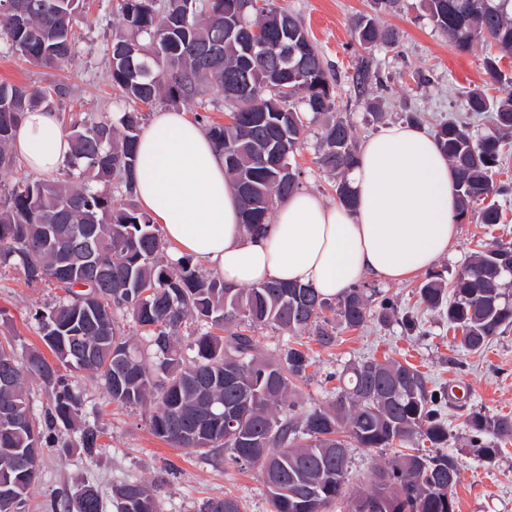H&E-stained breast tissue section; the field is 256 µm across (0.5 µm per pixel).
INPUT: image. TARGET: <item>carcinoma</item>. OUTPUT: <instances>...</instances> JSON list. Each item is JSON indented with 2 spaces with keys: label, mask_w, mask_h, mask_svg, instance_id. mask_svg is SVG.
I'll list each match as a JSON object with an SVG mask.
<instances>
[{
  "label": "carcinoma",
  "mask_w": 512,
  "mask_h": 512,
  "mask_svg": "<svg viewBox=\"0 0 512 512\" xmlns=\"http://www.w3.org/2000/svg\"><path fill=\"white\" fill-rule=\"evenodd\" d=\"M26 16L0 13V40L33 65L62 69L76 54L75 18L85 0H41ZM242 0H118L121 24L110 46L113 95L125 108L115 120L72 116L65 160L67 178L18 177L0 196V264H12L29 284L61 291L55 303L34 313L53 359L34 349L18 357L14 341H0V512H25L47 450L88 456L100 447L101 430L84 413V397L68 371H89L112 401L146 402L152 433L174 448L201 456L222 450L224 462L256 468L266 487L270 512H330L345 496L349 451L392 448L394 458L374 470L372 489L354 498L351 512H456L453 489L459 462L451 453H422L448 444L445 409L464 406L447 388L426 389L415 367L397 360L365 361L343 370L326 407L295 412L296 383L306 378L310 356L288 346L272 360L256 358L255 333L276 328L292 337L308 331L325 347L345 328L398 314L392 296L365 283L333 301L309 285L268 281L232 288L203 274L188 258L168 259L157 225L136 204L116 207L114 191L133 197L137 140L144 114L136 108L158 100L207 108L217 88L230 106L228 124L208 128L238 196L241 224L258 232L271 223L274 201L300 188L295 152L307 134L306 115H323L335 101V82L309 34L273 0L240 12ZM434 26L458 50L483 39L497 54L484 58L485 75L512 84L500 61L512 56V0H422ZM258 28L262 48L244 53L249 31ZM365 50L398 46L396 32L369 15L351 21ZM220 43L223 54L199 65L196 51ZM252 84L249 102L232 101L239 77ZM67 94L64 84L47 87L0 82V169L16 165L11 142L25 112L50 106ZM474 115L494 113L491 132L473 137L454 117L433 136L456 173V208L461 220L498 224L500 206L491 195L512 193L493 175L512 138V94L489 99L476 90L464 95ZM357 156L348 119L329 121L321 137L319 168L334 179L342 204L354 202L348 172ZM512 243L475 253L450 281L435 274L420 285L419 303L462 332L473 352L512 327ZM131 319L151 347L152 358L116 328L117 314ZM194 321L185 355L175 334ZM227 335H222V332ZM41 382L47 402L36 411L25 376ZM470 444L484 460L500 449L487 435L512 438V416L472 411L466 418ZM78 433L60 442V427ZM113 512H160L157 495L141 483L112 491ZM235 496L208 499L199 512H242ZM51 512H102L98 491L83 486L56 492Z\"/></svg>",
  "instance_id": "obj_1"
}]
</instances>
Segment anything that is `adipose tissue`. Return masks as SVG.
I'll return each mask as SVG.
<instances>
[{
  "instance_id": "obj_1",
  "label": "adipose tissue",
  "mask_w": 512,
  "mask_h": 512,
  "mask_svg": "<svg viewBox=\"0 0 512 512\" xmlns=\"http://www.w3.org/2000/svg\"><path fill=\"white\" fill-rule=\"evenodd\" d=\"M11 148L31 172H56L71 150L60 113L25 112ZM348 180L353 206L301 189L250 234L223 156L187 112H155L138 139L135 198L170 258L192 257L236 288L296 281L333 298L365 278L405 281L447 256L458 235L455 175L430 134L385 126Z\"/></svg>"
}]
</instances>
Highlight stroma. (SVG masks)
<instances>
[{
	"instance_id": "obj_1",
	"label": "stroma",
	"mask_w": 512,
	"mask_h": 512,
	"mask_svg": "<svg viewBox=\"0 0 512 512\" xmlns=\"http://www.w3.org/2000/svg\"><path fill=\"white\" fill-rule=\"evenodd\" d=\"M117 4L118 0H87L85 13L76 18L73 27L76 54L65 69L26 63L0 43V81L38 87L62 82L69 93L55 101V111L95 120L117 117L122 106L108 83V46L113 30L120 25ZM275 4L299 20L331 72L337 74L333 113L352 121L356 142H364L387 124L405 121L411 113L424 116L423 128L429 133L452 114L481 135L492 130V115L468 114L462 93L478 88L494 99L512 93V87L487 79L483 43H474L467 52L458 51L433 25L420 0H398L391 9L376 0H275ZM360 13L397 31L398 46L363 52L350 31L351 19ZM365 59L379 82L362 92L352 76ZM324 122L321 116L308 118L307 137L296 154V163L303 171L304 189L332 202L336 199L332 180L316 164ZM503 212V222L493 226L460 223L457 241L447 257L435 264V271L451 277L474 251L501 240L512 243V196L504 201ZM425 279L421 272L405 282L381 286L393 296L399 312H419L423 335L409 336L396 321L374 319L359 329H338L335 344L326 348L307 339L312 364L296 390L297 408L305 411L326 403L337 385L336 374L369 358L411 363L431 388L467 386L471 391L467 407L447 410L452 431L447 450L460 463L454 488L457 512H512V441L493 462L478 460L465 425L472 409L512 415V329L495 337L483 351H466L442 317L419 311L417 289ZM55 294L54 287L27 284L14 266H0V338L13 339L21 353L43 349L32 315ZM74 381L86 393L87 416L97 419L103 428L100 447L91 457L79 452L45 456L39 477L28 492L26 512H50L56 490L87 484L98 489L105 512H110L113 487L133 481L155 485L162 512H198L203 501L227 495L242 502L243 512H269L257 469L227 466L170 447L149 429L151 406L125 408L113 403L104 386L87 372H75ZM390 457L387 450L352 448L346 494L333 512H350L353 498L369 491L373 471L387 465Z\"/></svg>"
}]
</instances>
